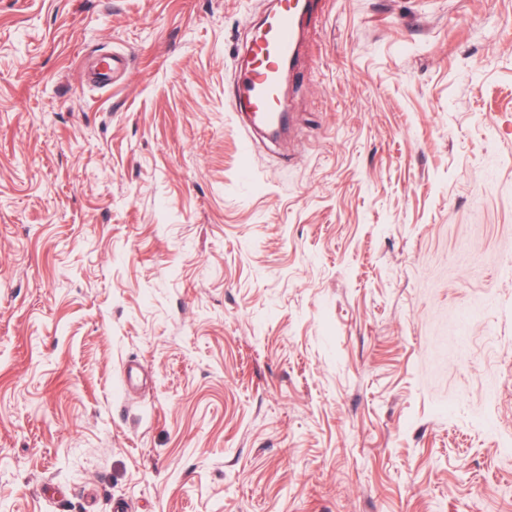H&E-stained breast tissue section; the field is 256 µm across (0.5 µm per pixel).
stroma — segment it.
<instances>
[{"mask_svg": "<svg viewBox=\"0 0 512 512\" xmlns=\"http://www.w3.org/2000/svg\"><path fill=\"white\" fill-rule=\"evenodd\" d=\"M272 7L0 0V512H512V0H327L245 154Z\"/></svg>", "mask_w": 512, "mask_h": 512, "instance_id": "35a3bbf8", "label": "stroma"}]
</instances>
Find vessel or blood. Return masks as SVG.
Instances as JSON below:
<instances>
[{
    "label": "vessel or blood",
    "mask_w": 512,
    "mask_h": 512,
    "mask_svg": "<svg viewBox=\"0 0 512 512\" xmlns=\"http://www.w3.org/2000/svg\"><path fill=\"white\" fill-rule=\"evenodd\" d=\"M318 0H280L251 34L250 59L241 67L230 93V107L247 105L255 124L271 128L286 124L288 102L283 80L295 68L298 34Z\"/></svg>",
    "instance_id": "obj_1"
}]
</instances>
